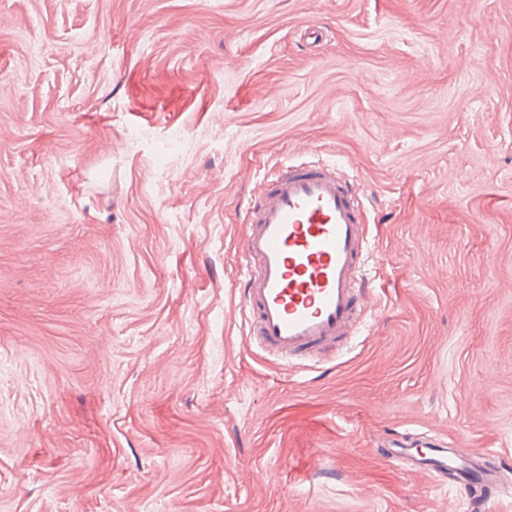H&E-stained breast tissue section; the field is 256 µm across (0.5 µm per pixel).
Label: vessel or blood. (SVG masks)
<instances>
[{
  "label": "vessel or blood",
  "mask_w": 512,
  "mask_h": 512,
  "mask_svg": "<svg viewBox=\"0 0 512 512\" xmlns=\"http://www.w3.org/2000/svg\"><path fill=\"white\" fill-rule=\"evenodd\" d=\"M359 194L335 166L292 165L267 180L246 211L242 305L251 338L284 364L313 361L357 329V281L370 254ZM404 434L383 444L438 479L472 461L460 448L412 454Z\"/></svg>",
  "instance_id": "vessel-or-blood-1"
}]
</instances>
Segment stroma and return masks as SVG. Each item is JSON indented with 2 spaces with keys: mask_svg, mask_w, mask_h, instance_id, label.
<instances>
[{
  "mask_svg": "<svg viewBox=\"0 0 512 512\" xmlns=\"http://www.w3.org/2000/svg\"><path fill=\"white\" fill-rule=\"evenodd\" d=\"M318 160L362 325L289 367L245 207ZM390 429L512 489V0H0V512H470ZM409 442V438L405 437V434L397 433L387 439L383 446L385 455L395 461L401 459H409L416 466V469L428 471L434 477L442 480L447 479L448 476H452L454 481L455 477L458 476L459 466L456 465L458 462H472L477 464L480 460L479 457L472 455L470 451H465L461 448H428L429 453H417V455L411 452V448L404 446ZM424 454V456H423ZM469 479L466 477L462 482L464 489L468 491V485L470 484Z\"/></svg>",
  "mask_w": 512,
  "mask_h": 512,
  "instance_id": "1",
  "label": "stroma"
}]
</instances>
